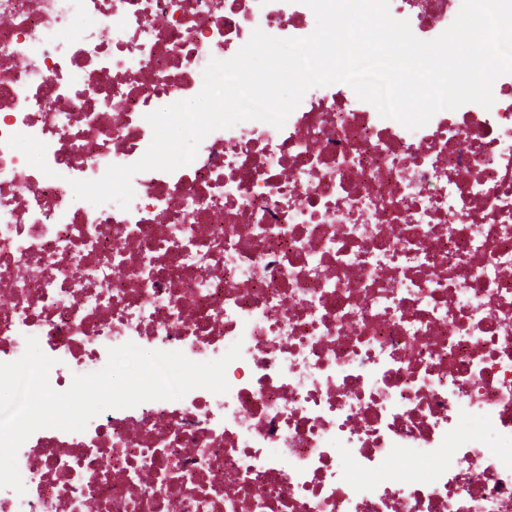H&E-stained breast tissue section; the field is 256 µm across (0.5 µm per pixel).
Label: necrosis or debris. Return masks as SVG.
<instances>
[{
  "label": "necrosis or debris",
  "instance_id": "necrosis-or-debris-1",
  "mask_svg": "<svg viewBox=\"0 0 512 512\" xmlns=\"http://www.w3.org/2000/svg\"><path fill=\"white\" fill-rule=\"evenodd\" d=\"M460 0H389L419 39ZM301 0H0V362L49 383L128 342L222 357L229 390L109 409L19 448L0 512H512V74L410 129L347 84L283 128L211 132L128 209L75 180L137 162Z\"/></svg>",
  "mask_w": 512,
  "mask_h": 512
}]
</instances>
